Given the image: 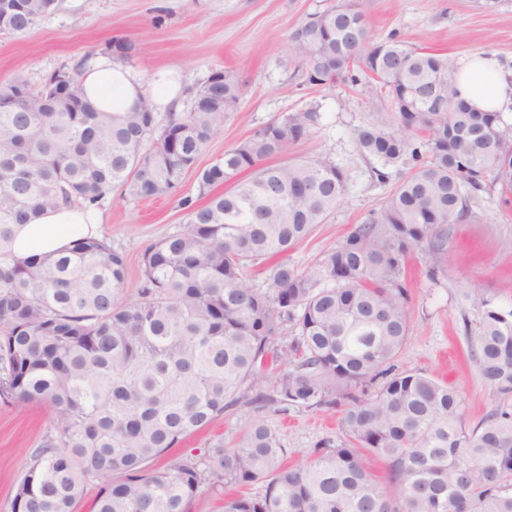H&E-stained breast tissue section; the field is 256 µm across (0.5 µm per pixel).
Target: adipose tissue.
<instances>
[{"mask_svg": "<svg viewBox=\"0 0 512 512\" xmlns=\"http://www.w3.org/2000/svg\"><path fill=\"white\" fill-rule=\"evenodd\" d=\"M456 83L461 98L476 110L512 112V72H505L496 57L484 53L470 55L460 64ZM81 86L95 108L111 112L130 107L143 89L126 66L107 56L87 64ZM101 222L100 211L93 207L75 204L45 210L31 223L15 226L12 255L18 260H31L65 253L74 233L97 235Z\"/></svg>", "mask_w": 512, "mask_h": 512, "instance_id": "adipose-tissue-1", "label": "adipose tissue"}]
</instances>
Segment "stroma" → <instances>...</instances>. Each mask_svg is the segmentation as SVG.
Masks as SVG:
<instances>
[{
  "label": "stroma",
  "instance_id": "obj_1",
  "mask_svg": "<svg viewBox=\"0 0 512 512\" xmlns=\"http://www.w3.org/2000/svg\"><path fill=\"white\" fill-rule=\"evenodd\" d=\"M330 0H61L25 37L0 34V84L15 77L39 86L52 72L73 70L98 57L116 37L135 42L131 66L143 85L160 69L177 68L183 88L200 85L210 71L224 68L246 83L235 111L226 113L220 132L202 150L204 168L222 158L274 118L313 105L317 124L292 145L289 157L329 155L347 170L348 189L327 223L288 251L289 262L305 269L339 246L349 232L393 193L406 164L389 165L366 156L358 144L369 123L391 122L382 97L368 98L339 82L327 87L302 84L300 61L290 38L305 17ZM373 35H397L413 46L463 60L475 52L498 57L512 68V0L495 10L474 0H362ZM386 180H378L377 172ZM99 234L123 253L127 265L124 298L135 297L147 246L175 233L185 214L173 199L138 200L112 191L101 207ZM512 192L493 186L481 192L468 220L449 225L444 253L416 249L407 261L406 285L412 321L395 365L418 370L455 386L468 426H476L501 404L478 373L464 328L472 315L470 294L486 292L512 300ZM279 438L289 461H297L327 440L341 438L336 412L293 407L282 414L241 403L225 411L207 430L186 439L177 455L200 454L214 443L233 447L255 419ZM53 428L50 411L37 403H0V512H11L15 486L32 453Z\"/></svg>",
  "mask_w": 512,
  "mask_h": 512
}]
</instances>
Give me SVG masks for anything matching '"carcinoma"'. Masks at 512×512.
Segmentation results:
<instances>
[{
  "instance_id": "carcinoma-1",
  "label": "carcinoma",
  "mask_w": 512,
  "mask_h": 512,
  "mask_svg": "<svg viewBox=\"0 0 512 512\" xmlns=\"http://www.w3.org/2000/svg\"><path fill=\"white\" fill-rule=\"evenodd\" d=\"M57 7L0 0V34L24 36ZM370 31L358 0H340L309 14L291 47L304 83L341 79L385 96L395 121L363 127L359 145L413 166L303 271L284 255L335 212L349 175L322 155L264 162L308 135L316 108L261 126L199 171L202 149L245 93L230 70H211L190 110L163 125L149 90L124 112H102L84 100L77 73L73 100L21 77L3 84L13 95L0 103V402L54 412L11 512H77L91 478L102 480L93 512H188L207 482L266 483L262 496L219 498V512H512V409L471 430L454 386L393 364L411 327L407 259L424 244L441 250V226L466 220L487 186L512 190V125L459 99L454 58ZM192 170L203 203L180 193ZM116 187L173 197L185 212L179 231L145 249L135 299H121L126 261L105 238L39 262L11 255L13 225L61 203L98 208ZM274 257L267 287H250L245 270ZM470 305L471 354L506 399L512 303L476 292ZM287 327L294 337L271 395L269 350ZM245 397L283 413L338 409L343 437L290 464L256 419L232 448L155 467ZM372 459L388 462L395 495Z\"/></svg>"
}]
</instances>
